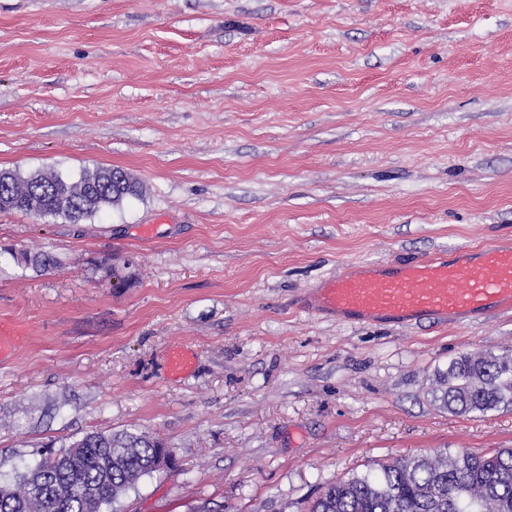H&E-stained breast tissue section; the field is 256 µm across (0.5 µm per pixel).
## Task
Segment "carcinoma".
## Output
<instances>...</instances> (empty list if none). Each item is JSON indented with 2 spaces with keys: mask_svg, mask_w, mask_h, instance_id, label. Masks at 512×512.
Returning a JSON list of instances; mask_svg holds the SVG:
<instances>
[{
  "mask_svg": "<svg viewBox=\"0 0 512 512\" xmlns=\"http://www.w3.org/2000/svg\"><path fill=\"white\" fill-rule=\"evenodd\" d=\"M117 171L97 168L75 180L54 171L24 177L0 170V212L78 223L142 194L130 174L113 179ZM12 257L36 271L56 263L44 251ZM432 394L456 414L511 410L512 354L466 352L436 371ZM166 450L163 441L137 430L87 433L32 470L0 478V512H115L122 495L156 472L155 457ZM309 512H512V448L397 458L327 486Z\"/></svg>",
  "mask_w": 512,
  "mask_h": 512,
  "instance_id": "cac0c4a2",
  "label": "carcinoma"
}]
</instances>
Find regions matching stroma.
I'll use <instances>...</instances> for the list:
<instances>
[{
    "label": "stroma",
    "instance_id": "1",
    "mask_svg": "<svg viewBox=\"0 0 512 512\" xmlns=\"http://www.w3.org/2000/svg\"><path fill=\"white\" fill-rule=\"evenodd\" d=\"M120 167L78 224L0 213V475L49 440L174 451L117 512H306L390 460L512 448L430 382L512 311L349 325L321 280L512 236V0H0V169ZM40 248L36 272L13 252ZM192 366L170 374L165 353ZM18 265L31 267L36 271L46 270L55 265L56 260L44 251L21 250L12 254Z\"/></svg>",
    "mask_w": 512,
    "mask_h": 512
}]
</instances>
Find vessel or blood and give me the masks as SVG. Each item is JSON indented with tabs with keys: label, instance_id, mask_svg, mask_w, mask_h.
Masks as SVG:
<instances>
[{
	"label": "vessel or blood",
	"instance_id": "vessel-or-blood-1",
	"mask_svg": "<svg viewBox=\"0 0 512 512\" xmlns=\"http://www.w3.org/2000/svg\"><path fill=\"white\" fill-rule=\"evenodd\" d=\"M302 304L352 325L440 324L512 309V240L405 263H362L323 279Z\"/></svg>",
	"mask_w": 512,
	"mask_h": 512
}]
</instances>
